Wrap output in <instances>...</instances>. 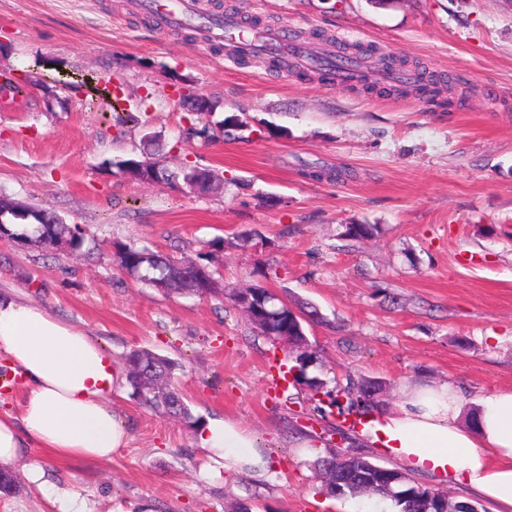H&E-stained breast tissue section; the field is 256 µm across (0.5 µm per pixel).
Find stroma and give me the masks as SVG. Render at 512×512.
Returning a JSON list of instances; mask_svg holds the SVG:
<instances>
[{
  "instance_id": "35a3bbf8",
  "label": "stroma",
  "mask_w": 512,
  "mask_h": 512,
  "mask_svg": "<svg viewBox=\"0 0 512 512\" xmlns=\"http://www.w3.org/2000/svg\"><path fill=\"white\" fill-rule=\"evenodd\" d=\"M259 25L393 53L450 90L425 98L336 87L186 39L131 0H0V71L25 93L0 96V194L48 207L85 232L81 247L0 238L10 290L92 336L122 362L147 349L178 363L196 415L237 421L271 457L268 479L212 478L195 433L122 390L113 403L131 441L111 461L25 462L55 472L93 512H371L368 497L318 492L300 436L322 451L393 460L335 433L305 386L277 384L275 347L223 295L169 294L124 274L117 245L205 265L222 284L259 285L321 321L305 332L311 374L364 377L394 408L408 382L461 384L468 400L512 388V0H208ZM217 103L187 114L179 80ZM81 90H71V83ZM120 85L142 116L120 125L97 88ZM245 114L241 138L221 133ZM212 137L189 139L188 126ZM211 170L223 190L125 177L119 161ZM378 232L347 240L346 225Z\"/></svg>"
}]
</instances>
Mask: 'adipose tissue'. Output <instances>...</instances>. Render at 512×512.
<instances>
[{"mask_svg": "<svg viewBox=\"0 0 512 512\" xmlns=\"http://www.w3.org/2000/svg\"><path fill=\"white\" fill-rule=\"evenodd\" d=\"M0 358L20 373L27 396L19 414H0V469L14 471L25 449L62 460L111 461L127 446L130 427L112 403L127 383L104 347L56 315L0 294ZM362 437L408 472L450 481L512 512V388L467 407L455 383H407L395 409L378 412ZM214 476L225 471L263 478L270 461L260 441L236 422L215 416L196 432ZM29 481L43 491L46 512H86L71 489L51 482L37 463Z\"/></svg>", "mask_w": 512, "mask_h": 512, "instance_id": "adipose-tissue-1", "label": "adipose tissue"}]
</instances>
